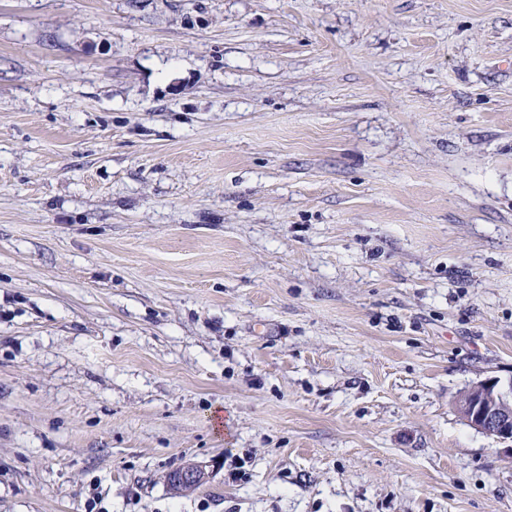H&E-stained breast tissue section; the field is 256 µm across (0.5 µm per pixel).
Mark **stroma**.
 I'll return each instance as SVG.
<instances>
[{
	"label": "stroma",
	"instance_id": "35a3bbf8",
	"mask_svg": "<svg viewBox=\"0 0 512 512\" xmlns=\"http://www.w3.org/2000/svg\"><path fill=\"white\" fill-rule=\"evenodd\" d=\"M489 378L512 0H0V512H512ZM456 409L462 420L477 432L512 449V384L485 380L460 392ZM178 470L179 468L172 472L176 473ZM173 473L170 476V481L183 489H190L208 478L206 465L200 462H187L176 475ZM202 484L197 485L196 488H199Z\"/></svg>",
	"mask_w": 512,
	"mask_h": 512
}]
</instances>
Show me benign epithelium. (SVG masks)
<instances>
[{
    "instance_id": "1",
    "label": "benign epithelium",
    "mask_w": 512,
    "mask_h": 512,
    "mask_svg": "<svg viewBox=\"0 0 512 512\" xmlns=\"http://www.w3.org/2000/svg\"><path fill=\"white\" fill-rule=\"evenodd\" d=\"M456 409L462 420L477 432L497 441L512 444V384L502 386L485 380L460 392ZM208 478L206 466L200 462H187L170 481L190 489Z\"/></svg>"
}]
</instances>
